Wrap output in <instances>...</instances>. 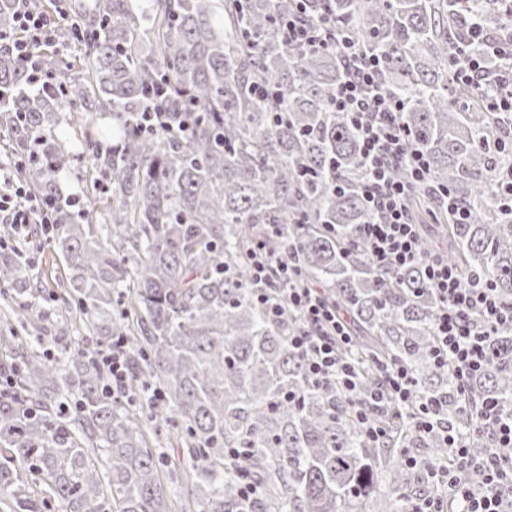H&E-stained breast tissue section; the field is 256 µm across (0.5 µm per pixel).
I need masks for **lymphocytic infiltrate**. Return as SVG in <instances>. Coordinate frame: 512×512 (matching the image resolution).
I'll return each mask as SVG.
<instances>
[{"label": "lymphocytic infiltrate", "mask_w": 512, "mask_h": 512, "mask_svg": "<svg viewBox=\"0 0 512 512\" xmlns=\"http://www.w3.org/2000/svg\"><path fill=\"white\" fill-rule=\"evenodd\" d=\"M14 24L0 30V48L26 61L32 71L41 68L37 50L46 46L56 52L67 50V43L56 35V20L33 10L30 0H16ZM502 11V35L507 52L496 71H488L478 59L456 66L453 78L468 84L484 82L489 107L512 113V0H498ZM284 28L291 43L307 49L334 50L348 67V75L336 89L333 106L342 112L359 133L362 154L360 190L368 203L370 218L356 228V238L364 243L375 263L386 270L400 271L418 267L426 287L438 301L435 315L437 343L433 354L437 365H453L460 378H468L485 362L484 342L504 328H512V304L503 303L491 280L465 282L459 270L438 253L425 251L420 230L407 211L408 186L395 180L391 171L396 164L406 165L414 180H423L427 162L422 151L409 148L398 115L403 108L379 79V61L364 54L343 30L330 20L309 23L289 17ZM41 223L54 221L50 206H38L24 186L12 192L0 191V222L26 227L32 217ZM251 277L262 284L275 282L274 295L260 289L256 298L270 313L281 305L297 311L303 329L289 339L291 348L302 355L308 377L317 384H337L347 394L358 391V374L344 359L339 344L350 341L349 321L344 312L331 305L323 289L302 287L289 252L273 253L256 246L250 256ZM414 381L403 364L389 362L382 368V384L371 393L368 403L359 404L355 416L371 440H378L381 429L369 415V407H382L389 401L402 404L414 398ZM484 429L495 436L496 446L484 459H474L465 444L453 435L443 439L451 450L449 463L434 472L437 485L460 498L464 512H503L512 498V414L496 405L482 404Z\"/></svg>", "instance_id": "obj_1"}]
</instances>
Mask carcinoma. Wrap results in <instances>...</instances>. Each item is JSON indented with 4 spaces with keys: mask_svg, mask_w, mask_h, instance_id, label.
Masks as SVG:
<instances>
[{
    "mask_svg": "<svg viewBox=\"0 0 512 512\" xmlns=\"http://www.w3.org/2000/svg\"><path fill=\"white\" fill-rule=\"evenodd\" d=\"M297 0H97L64 5L66 34L81 46L82 81L72 65L44 54L53 87L0 50V128L23 158L16 176L40 200L57 193L53 173L71 155L56 134L59 116L93 122L83 143L91 198L64 209L38 243L68 270L63 301L104 347L125 343L129 394L157 388L162 402L118 401L104 391L96 350L75 344L62 361L15 354L24 313L42 288L27 273L30 251L0 241V507L4 512H366L377 493L380 452L402 460L424 444L408 414L386 409V435L370 444L353 398L309 380L288 343L302 329L283 306L271 316L253 294L248 256L258 244L292 246L298 281L325 289L350 316L362 386L381 365L400 362L423 398L440 402L439 423L468 432L474 408L512 409V329L484 342V366L459 387L453 365L438 366L436 300L418 268L375 264L353 240L369 219L358 189L357 131L331 105L344 71L336 52L288 43L280 22ZM16 5L0 0V30ZM304 19L354 21L347 33L379 60L384 86L404 102L400 123L422 150L426 178L411 183L415 220H444L441 191L471 212L444 224L442 258L464 278L492 279L512 303V216L497 197L512 168V141L479 89L452 79L450 64L497 58L469 35L477 0H304ZM274 95L262 102L253 88ZM167 113L148 126L149 101ZM186 116L183 129L167 125ZM26 116L22 128L16 115ZM495 447L470 439L478 458ZM237 448L235 464L224 450ZM260 485L246 501L240 485ZM401 465L380 496L382 512H406Z\"/></svg>",
    "mask_w": 512,
    "mask_h": 512,
    "instance_id": "1",
    "label": "carcinoma"
}]
</instances>
